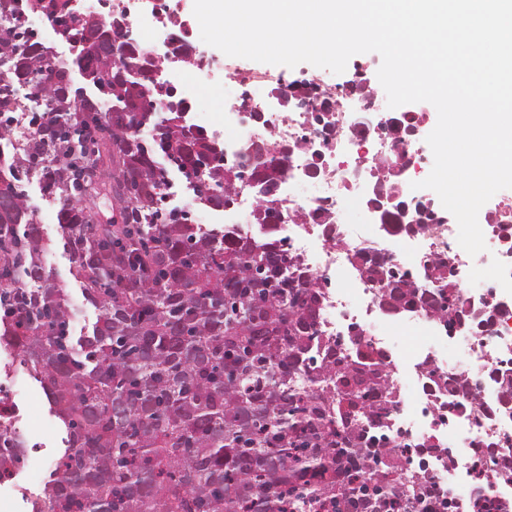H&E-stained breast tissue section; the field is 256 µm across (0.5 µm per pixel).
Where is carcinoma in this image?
I'll use <instances>...</instances> for the list:
<instances>
[{
  "label": "carcinoma",
  "mask_w": 512,
  "mask_h": 512,
  "mask_svg": "<svg viewBox=\"0 0 512 512\" xmlns=\"http://www.w3.org/2000/svg\"><path fill=\"white\" fill-rule=\"evenodd\" d=\"M36 0H0L13 16ZM54 4V25L86 45L73 65L46 73L34 32L0 31L13 78L51 85L60 111L29 118L32 143L0 167V347L34 374L67 431L52 482L31 512H409V489L395 478L401 459L361 418L379 417L390 365L366 356L349 363L322 341L324 292L279 243L226 228L202 235L188 213L165 203L170 170L188 180L205 168L204 204L223 209L247 180L275 196L288 169L253 149L246 165L224 163V147L183 125L187 105L147 102L145 74L103 66L123 26ZM96 90L74 88L73 73ZM168 117L158 120L160 112ZM101 145L129 194L122 223L94 231L81 202L107 189L94 178ZM52 156L48 188L59 192V224L85 301L99 311L75 352L71 304L45 274L42 238L23 200L18 168ZM361 279L390 311L421 308L448 323H475L458 285L431 263L420 288L380 262ZM320 386L303 389L301 379ZM29 443L0 423V480ZM385 456L372 472L374 455Z\"/></svg>",
  "instance_id": "cac0c4a2"
}]
</instances>
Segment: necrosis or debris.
I'll return each instance as SVG.
<instances>
[{
  "instance_id": "1",
  "label": "necrosis or debris",
  "mask_w": 512,
  "mask_h": 512,
  "mask_svg": "<svg viewBox=\"0 0 512 512\" xmlns=\"http://www.w3.org/2000/svg\"><path fill=\"white\" fill-rule=\"evenodd\" d=\"M292 88L279 85L276 95L264 91L240 93L229 104L224 127L226 161L239 160L242 150L254 143L276 140L285 148L288 178L272 206L278 221L268 232L288 241L305 274L327 284L321 314V329L329 340L344 343L349 362L361 354L396 355L377 336L378 322L399 331L410 323L420 324L430 340L407 355L408 371L393 370L391 385L380 397L386 411L374 420L375 428L395 443L416 446L417 457L427 465L424 475L404 469L403 479L412 482L418 499L441 501L454 494L459 505L481 496L499 505L512 503V403L501 396L503 383L512 378V303L491 304L482 336L469 347L473 372L449 368L435 341V321L419 310L401 315L386 311L370 287H358V273L351 255L382 260L410 273L422 272L426 259L462 266L464 250L450 224H431L427 254L408 251V237L388 234L375 224L370 235L348 236L343 224L350 206L365 207L380 184L379 158L405 153L420 161L422 151L379 133L372 109L383 99L368 102L357 97L324 113L322 123L304 109H276L279 99L291 96ZM12 132L0 139V164L22 154L31 130L26 125L30 106L42 104L41 94L13 96ZM272 111L267 126L243 120V113ZM309 182L318 193L306 198L293 194V186Z\"/></svg>"
}]
</instances>
